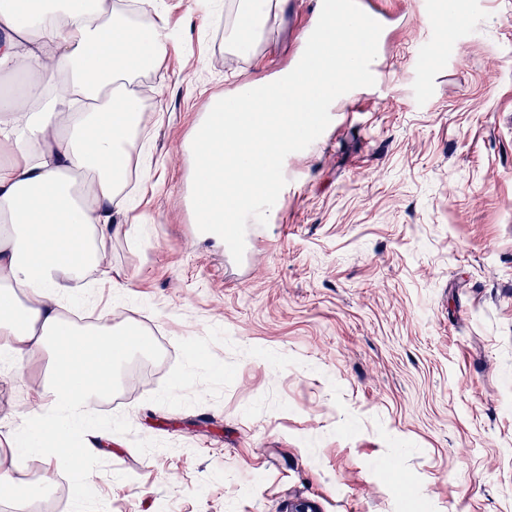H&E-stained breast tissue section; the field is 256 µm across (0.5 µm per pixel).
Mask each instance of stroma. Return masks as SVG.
Instances as JSON below:
<instances>
[{
    "label": "stroma",
    "instance_id": "stroma-1",
    "mask_svg": "<svg viewBox=\"0 0 512 512\" xmlns=\"http://www.w3.org/2000/svg\"><path fill=\"white\" fill-rule=\"evenodd\" d=\"M239 0H150L175 42L145 73L115 289L90 301L159 333L142 388L99 410L112 441L85 480L40 464L59 512H512V0H465L457 58L418 64L412 0L387 18L386 91L352 90L247 244L193 236L182 151L210 100L290 69L317 0H289L256 54L226 52ZM47 359L0 373V470Z\"/></svg>",
    "mask_w": 512,
    "mask_h": 512
}]
</instances>
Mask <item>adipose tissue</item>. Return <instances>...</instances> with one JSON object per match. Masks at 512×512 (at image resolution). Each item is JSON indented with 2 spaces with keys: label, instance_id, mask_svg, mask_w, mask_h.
Here are the masks:
<instances>
[{
  "label": "adipose tissue",
  "instance_id": "1",
  "mask_svg": "<svg viewBox=\"0 0 512 512\" xmlns=\"http://www.w3.org/2000/svg\"><path fill=\"white\" fill-rule=\"evenodd\" d=\"M288 0H240L235 26L260 37ZM121 0H0V71L39 73L0 106V354L12 364L50 355L45 396L26 412L15 454L81 472L110 441L94 405L123 362L149 350L142 333L105 321L82 328L63 310L78 282L112 280L102 249L129 210L140 91L117 93L159 67L174 37L165 16L134 29Z\"/></svg>",
  "mask_w": 512,
  "mask_h": 512
}]
</instances>
